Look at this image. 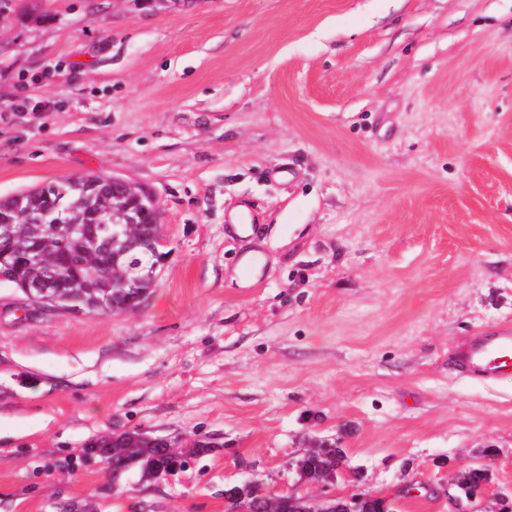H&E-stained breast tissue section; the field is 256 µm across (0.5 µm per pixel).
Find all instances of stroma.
I'll return each instance as SVG.
<instances>
[{"instance_id":"35a3bbf8","label":"stroma","mask_w":512,"mask_h":512,"mask_svg":"<svg viewBox=\"0 0 512 512\" xmlns=\"http://www.w3.org/2000/svg\"><path fill=\"white\" fill-rule=\"evenodd\" d=\"M91 172L156 195L170 253L120 314L0 283V512L307 497L315 443L394 512L512 506V374L453 361L512 327V0H15L0 198ZM135 427L212 448L113 481L86 446ZM480 465L470 500L451 479ZM259 492L256 488L242 485H229L224 489L227 512H236L237 509H250Z\"/></svg>"}]
</instances>
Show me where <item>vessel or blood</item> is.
I'll list each match as a JSON object with an SVG mask.
<instances>
[{
  "mask_svg": "<svg viewBox=\"0 0 512 512\" xmlns=\"http://www.w3.org/2000/svg\"><path fill=\"white\" fill-rule=\"evenodd\" d=\"M455 364L468 379L484 384L512 372V328L500 327L469 337L455 353Z\"/></svg>",
  "mask_w": 512,
  "mask_h": 512,
  "instance_id": "b4317fda",
  "label": "vessel or blood"
}]
</instances>
